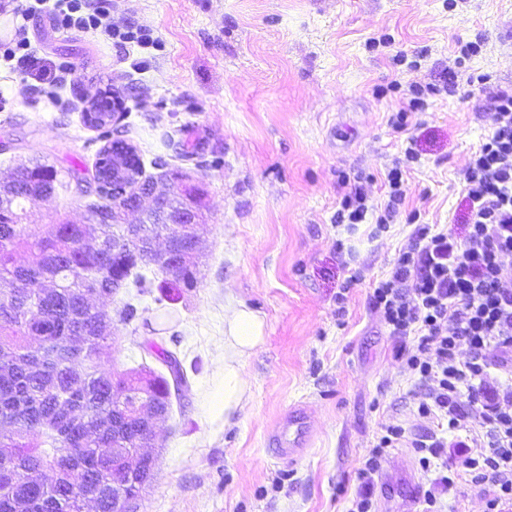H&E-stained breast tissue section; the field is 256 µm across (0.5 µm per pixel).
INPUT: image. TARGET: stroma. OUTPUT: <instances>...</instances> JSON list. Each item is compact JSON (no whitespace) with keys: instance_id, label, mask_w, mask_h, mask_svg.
<instances>
[{"instance_id":"stroma-1","label":"stroma","mask_w":512,"mask_h":512,"mask_svg":"<svg viewBox=\"0 0 512 512\" xmlns=\"http://www.w3.org/2000/svg\"><path fill=\"white\" fill-rule=\"evenodd\" d=\"M29 0H0V41L24 27L40 69L59 72L53 98L34 75L0 59V184L32 160L61 175L51 196L26 203L35 232L88 223L105 129L84 114L111 96L115 128L159 188L179 171L200 188L196 287L166 290L155 265L138 266L145 292L120 289L104 307L112 344L102 368L167 369L142 342L177 354L185 395L173 396L156 428L157 458L139 512H348L359 470L381 426L437 432L455 484L422 471L413 449H389L374 501L431 491L445 512H486L487 486L463 466L464 426L435 429L418 414L427 387L393 354V339L370 302L419 222L446 228L466 213L462 173L494 127L479 100L440 93L393 129L410 86H465L483 72L512 89V0H112L113 25L150 29L160 49L114 42L104 30L57 27ZM477 43L461 58L460 47ZM414 158H406L407 146ZM401 167L406 198L386 229L375 208L388 201L387 173ZM362 187L373 210L363 223L336 221L345 193ZM357 285L346 286L349 271ZM344 302H337L338 293ZM136 314L117 320L124 303ZM244 303L265 320L263 343L246 360L250 397L225 418L210 398L224 351V306ZM302 408L307 444L293 457L272 439Z\"/></svg>"}]
</instances>
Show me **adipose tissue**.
<instances>
[{"label":"adipose tissue","instance_id":"1","mask_svg":"<svg viewBox=\"0 0 512 512\" xmlns=\"http://www.w3.org/2000/svg\"><path fill=\"white\" fill-rule=\"evenodd\" d=\"M264 327L261 315L244 304H233L224 310V356L218 372L222 381L219 407L225 417H232L249 398L243 366L262 343Z\"/></svg>","mask_w":512,"mask_h":512}]
</instances>
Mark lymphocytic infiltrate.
I'll list each match as a JSON object with an SVG mask.
<instances>
[{
  "label": "lymphocytic infiltrate",
  "mask_w": 512,
  "mask_h": 512,
  "mask_svg": "<svg viewBox=\"0 0 512 512\" xmlns=\"http://www.w3.org/2000/svg\"><path fill=\"white\" fill-rule=\"evenodd\" d=\"M109 9V0H56L53 6L64 28H97ZM492 80L480 75L460 92L483 99L495 116L492 133L464 173L467 224L460 230L418 228L390 276L375 284L371 300L399 340L396 357L430 388L420 415L447 418L456 428L468 416L463 396L479 398L488 441L473 446L465 467L491 486L495 508L512 499V388L502 392L488 381L491 369L512 372V266L503 263L512 256V92L494 89ZM463 346L469 350L464 362L458 358ZM491 346L501 350L500 358L487 357ZM404 434L398 426L384 428L360 471L362 489L349 512H373L380 459Z\"/></svg>",
  "instance_id": "f902f5d3"
}]
</instances>
